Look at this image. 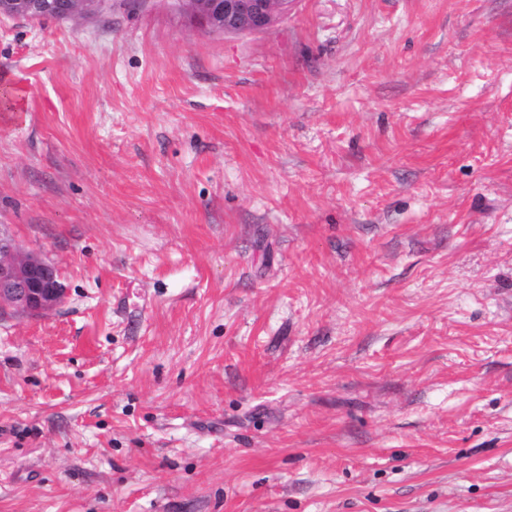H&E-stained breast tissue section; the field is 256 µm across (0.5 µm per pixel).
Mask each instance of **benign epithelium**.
I'll use <instances>...</instances> for the list:
<instances>
[{
	"mask_svg": "<svg viewBox=\"0 0 512 512\" xmlns=\"http://www.w3.org/2000/svg\"><path fill=\"white\" fill-rule=\"evenodd\" d=\"M294 0H178L191 23L226 34L263 31L288 13ZM112 6V0H0V16L76 21ZM67 288L55 265L22 249L0 230V306L31 316L62 303Z\"/></svg>",
	"mask_w": 512,
	"mask_h": 512,
	"instance_id": "7a95c632",
	"label": "benign epithelium"
}]
</instances>
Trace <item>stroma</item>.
I'll return each mask as SVG.
<instances>
[{
  "instance_id": "obj_1",
  "label": "stroma",
  "mask_w": 512,
  "mask_h": 512,
  "mask_svg": "<svg viewBox=\"0 0 512 512\" xmlns=\"http://www.w3.org/2000/svg\"><path fill=\"white\" fill-rule=\"evenodd\" d=\"M0 512H512V0L0 18ZM295 0H178L191 23L224 34L269 29ZM67 288L55 265L0 230V306L38 316L62 303Z\"/></svg>"
}]
</instances>
